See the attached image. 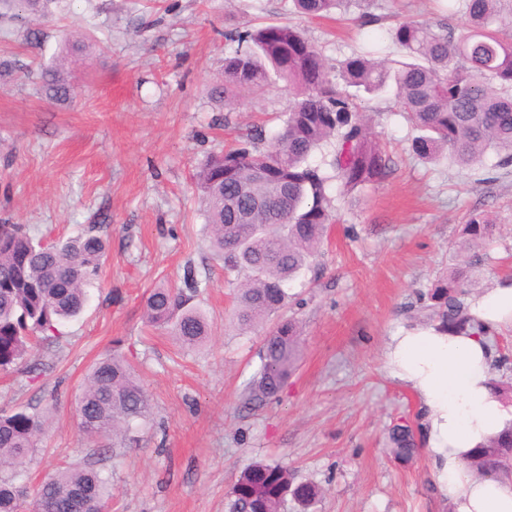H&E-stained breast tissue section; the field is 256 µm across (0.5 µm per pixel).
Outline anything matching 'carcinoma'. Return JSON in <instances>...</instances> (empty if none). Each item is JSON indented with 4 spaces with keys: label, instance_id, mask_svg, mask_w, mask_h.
<instances>
[{
    "label": "carcinoma",
    "instance_id": "cac0c4a2",
    "mask_svg": "<svg viewBox=\"0 0 512 512\" xmlns=\"http://www.w3.org/2000/svg\"><path fill=\"white\" fill-rule=\"evenodd\" d=\"M47 0H11L20 12L39 16ZM295 9L321 16L347 7L352 0H292ZM465 24L459 30L405 21L389 30V39L405 60L389 63L367 48L344 59L332 74L321 51L292 23H269L231 30L224 38L236 44L224 57V80L212 94L234 111L242 92L262 94L271 76L288 93L281 132L266 140L254 129L237 146L206 158L193 175L204 202L210 249L226 275L238 280L234 319L255 328L288 304V284L309 267L328 227L334 223L330 190L352 197L386 181L392 158L373 133L361 110L358 93L393 94V111L417 132L412 152L424 162L449 156L460 168L496 157V167L512 166V40L494 30L503 10L512 15V0H456ZM46 97L64 102L72 88L58 68L41 73ZM331 149L328 167L310 157ZM494 224L471 214L462 229L461 263L430 293V317L462 331L470 322L466 299L478 282L473 270L483 265ZM108 241L90 224L81 233L57 240L48 232L32 238L17 224H0V372L29 365L34 349L58 347L63 322L77 317L88 300V286L108 259ZM184 287L150 290L144 301L145 322L171 330L177 345L192 350L210 335L207 317L190 304L196 291L194 266L187 265ZM298 322L281 319L265 333L261 367L253 380L256 406L276 398L296 372L302 352ZM150 409L148 392L127 356L114 350L90 370L76 405L77 428L91 439L112 437V447L131 448L134 421ZM48 428L47 415L20 408L0 412V512H98L112 500L110 477L93 468L70 464L48 474L28 493L22 484L29 450ZM393 459L412 462L420 449L407 422L388 431ZM471 467L478 474L512 472V425L479 446ZM233 512H281L292 497L309 512L322 496L311 482L296 481L281 464L252 462L240 472Z\"/></svg>",
    "mask_w": 512,
    "mask_h": 512
}]
</instances>
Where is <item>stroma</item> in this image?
<instances>
[{"label": "stroma", "mask_w": 512, "mask_h": 512, "mask_svg": "<svg viewBox=\"0 0 512 512\" xmlns=\"http://www.w3.org/2000/svg\"><path fill=\"white\" fill-rule=\"evenodd\" d=\"M378 4L382 21L363 26L357 7L305 18L291 0H49L33 22L13 19L0 2V60L15 65L0 72V224L65 238L96 224L109 241L84 312L62 327L68 345L37 353V379L22 370L0 376V410L51 408L30 484L80 463L110 476V512H230L241 469L261 461L319 485L316 512H449L428 451L406 465L389 453V428L423 419L418 395L390 375L385 353L397 331L426 324V297L456 263L469 214L497 221L481 290L512 278V171L488 180L491 157L471 171L445 159L421 163L389 95L365 98L395 170L358 200H340L319 255L290 283L286 313L301 327L303 357L279 399L259 408L247 399L263 335L231 323L232 288L209 251L193 184L208 155L251 125L276 132L288 109L276 86L244 95L231 113L211 96L233 49L225 32L290 21L333 66L362 43L386 44L397 22H464L448 0ZM32 28L39 41L28 39ZM74 30L92 39L70 55L64 39ZM54 59L74 88L61 103L36 77ZM189 264L211 333L184 352L146 327L143 303L152 288L179 286ZM116 345L151 400L132 428L138 447L120 456L111 439L83 437L75 420L90 366Z\"/></svg>", "instance_id": "stroma-1"}]
</instances>
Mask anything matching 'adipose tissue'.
I'll return each instance as SVG.
<instances>
[{
    "label": "adipose tissue",
    "mask_w": 512,
    "mask_h": 512,
    "mask_svg": "<svg viewBox=\"0 0 512 512\" xmlns=\"http://www.w3.org/2000/svg\"><path fill=\"white\" fill-rule=\"evenodd\" d=\"M476 330L438 323L399 330L386 365L424 405L428 451L451 512H512V473L480 478L467 467L475 449L512 423V404L493 388L489 337L512 329V280L469 302Z\"/></svg>",
    "instance_id": "obj_1"
}]
</instances>
